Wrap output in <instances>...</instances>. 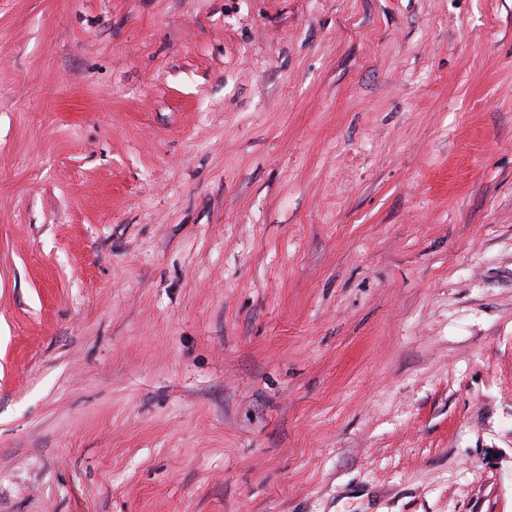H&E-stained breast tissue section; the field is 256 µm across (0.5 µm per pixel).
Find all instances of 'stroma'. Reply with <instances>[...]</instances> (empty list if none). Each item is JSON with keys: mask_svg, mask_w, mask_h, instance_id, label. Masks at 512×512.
Wrapping results in <instances>:
<instances>
[{"mask_svg": "<svg viewBox=\"0 0 512 512\" xmlns=\"http://www.w3.org/2000/svg\"><path fill=\"white\" fill-rule=\"evenodd\" d=\"M0 512H512V0H0Z\"/></svg>", "mask_w": 512, "mask_h": 512, "instance_id": "35a3bbf8", "label": "stroma"}]
</instances>
